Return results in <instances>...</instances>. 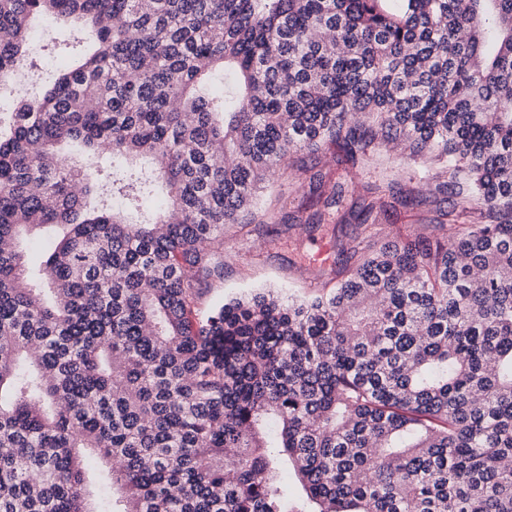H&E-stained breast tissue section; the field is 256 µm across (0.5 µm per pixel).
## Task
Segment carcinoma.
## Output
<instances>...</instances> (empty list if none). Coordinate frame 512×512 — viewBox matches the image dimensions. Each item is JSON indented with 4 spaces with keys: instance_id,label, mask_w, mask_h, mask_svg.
<instances>
[{
    "instance_id": "1",
    "label": "carcinoma",
    "mask_w": 512,
    "mask_h": 512,
    "mask_svg": "<svg viewBox=\"0 0 512 512\" xmlns=\"http://www.w3.org/2000/svg\"><path fill=\"white\" fill-rule=\"evenodd\" d=\"M380 2L0 0V74L35 18L95 35L0 124V512H512V0ZM326 142L450 162L469 223L199 320L224 228Z\"/></svg>"
}]
</instances>
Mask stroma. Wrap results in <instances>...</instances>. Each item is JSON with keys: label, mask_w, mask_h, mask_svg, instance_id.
Segmentation results:
<instances>
[{"label": "stroma", "mask_w": 512, "mask_h": 512, "mask_svg": "<svg viewBox=\"0 0 512 512\" xmlns=\"http://www.w3.org/2000/svg\"><path fill=\"white\" fill-rule=\"evenodd\" d=\"M315 172L326 185L341 183L347 202L359 201L369 184H398L404 191L423 194L438 165L376 146L365 166L344 163L335 145L322 147L312 160ZM308 172L290 167L282 170L264 190L262 205L276 217L275 223L255 218L247 225H233L224 231V275L201 281L195 288V312L206 319L218 306L235 298L250 296L266 288L299 295L316 292L321 283L332 282L341 266L340 244L350 242L361 229L354 217L337 227L313 228L308 220L318 206L309 194ZM462 223L458 212L440 214L430 204L392 203L379 216L372 230L376 244L413 236L422 225L437 222Z\"/></svg>", "instance_id": "obj_1"}]
</instances>
